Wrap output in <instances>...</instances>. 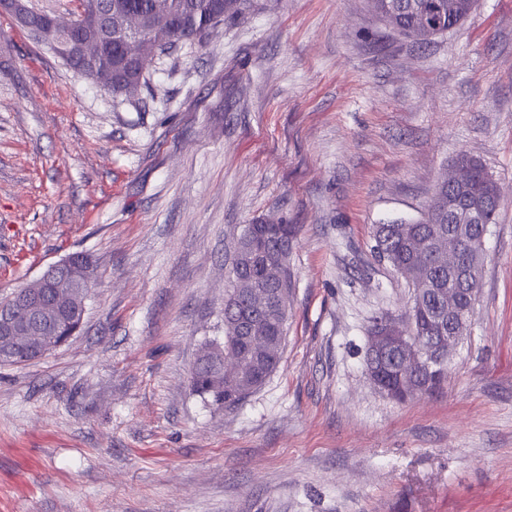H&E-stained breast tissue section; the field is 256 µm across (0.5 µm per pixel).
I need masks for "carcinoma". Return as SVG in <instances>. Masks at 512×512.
Segmentation results:
<instances>
[{"instance_id":"cac0c4a2","label":"carcinoma","mask_w":512,"mask_h":512,"mask_svg":"<svg viewBox=\"0 0 512 512\" xmlns=\"http://www.w3.org/2000/svg\"><path fill=\"white\" fill-rule=\"evenodd\" d=\"M98 9H112V33H117L118 24L124 13L133 11L143 20L141 37L151 53H165L181 43L192 41L204 35L210 28L224 22L222 0H168V11L160 16L154 11V0H85ZM374 12L387 26L401 36L423 43L430 38L455 28L473 11L476 0H370ZM428 12L433 24L426 27L420 19V12ZM81 36L97 39L101 53L112 64V71L122 74V79L108 84L99 83L106 92L124 94L129 85L138 86L143 76L125 58L117 39H109L98 30H84ZM462 162L472 169L470 181L464 196L476 204L490 191L492 177L483 165L468 156ZM442 203L416 222L393 221L379 224L373 231L375 250L394 270L411 266L419 275L424 286L421 294L413 293L410 306L404 314V321L410 335L414 336L422 349L429 351L441 338L448 335V304L442 297L448 295V287L458 289L460 306H469L462 282L448 272V262L440 253L419 250L415 242L434 236L448 240V245L458 249L467 261L484 262L485 254L476 253L471 239L460 238L452 233L448 222V189H439ZM499 209L483 207L472 235L478 237L489 225L497 222ZM281 254L282 237L270 231L265 237V252L258 253L243 265L244 273L256 285L255 296L238 300L234 310L224 308V333L237 329L242 313L251 308L258 298L271 301L275 289L270 287L271 271L267 256ZM256 328L266 336L265 342L255 346L251 341L239 343L243 368L232 376L224 377V387L216 388L213 367L195 364L190 382L193 390L217 408L231 409L241 405L253 392L260 389L280 363L284 343L279 336L286 330L284 315L266 309L255 317ZM442 360H433L430 367L415 366L412 359L397 350L386 357L377 358L383 377L380 381L392 393L394 400L404 402L414 392L434 393L442 388L448 379V352L440 353Z\"/></svg>"}]
</instances>
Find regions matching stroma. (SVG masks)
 <instances>
[{"mask_svg":"<svg viewBox=\"0 0 512 512\" xmlns=\"http://www.w3.org/2000/svg\"><path fill=\"white\" fill-rule=\"evenodd\" d=\"M133 95L0 13V298L73 252L81 331L0 364V512H512V0L419 44L369 0H255ZM500 187L443 393L399 403L366 328L406 279L374 225L460 154ZM299 225L282 358L238 408L192 391L244 225Z\"/></svg>","mask_w":512,"mask_h":512,"instance_id":"1","label":"stroma"}]
</instances>
